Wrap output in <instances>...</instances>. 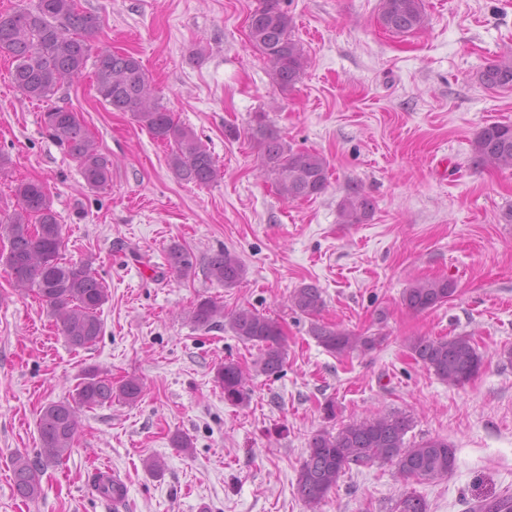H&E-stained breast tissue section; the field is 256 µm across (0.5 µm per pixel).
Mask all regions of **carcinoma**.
I'll list each match as a JSON object with an SVG mask.
<instances>
[{"label":"carcinoma","mask_w":512,"mask_h":512,"mask_svg":"<svg viewBox=\"0 0 512 512\" xmlns=\"http://www.w3.org/2000/svg\"><path fill=\"white\" fill-rule=\"evenodd\" d=\"M281 0H262L249 16V41L270 64L273 80L283 89L295 86L306 65L304 50L291 36L290 18ZM380 21L396 34L409 33L424 23L423 0H380ZM96 29V18L79 12L76 0H37L34 8L0 11V53L15 62L13 80L31 99L48 102L61 82L79 78L90 57L89 39ZM481 82L490 88L512 89V57H503L485 67ZM94 82L104 102L119 112H130L149 134L160 141H174L169 166L181 181L207 185L217 178L212 154L195 132L179 125L172 112L155 103L141 61L128 54L102 50L97 55ZM49 135L75 156L81 165L86 186L103 190L111 181L112 161L103 155L78 114L59 106L43 113ZM248 134L261 149L262 167L274 176L280 194L290 200L311 199L328 183L329 163L317 152L293 149L269 123L263 112L254 113ZM474 163L512 167V124L491 123L483 127L473 143ZM17 208L0 224L9 242L5 264L14 282L34 288L38 297L56 315L61 334L75 350L96 343L103 332L98 310L107 301L103 282L92 271V262L61 261V227L43 182L28 180L15 187ZM375 201L361 188L347 189L338 206L342 224H363L371 218ZM170 270L189 275L194 255L185 245L174 242L166 250ZM246 274L240 258L228 249L211 256L207 276L226 288L236 287ZM455 292L446 279L416 280L403 290V304L426 312L446 302ZM294 310L311 317L325 306L322 289L303 284L289 295ZM224 318V305L211 298L197 301L190 312L198 328L217 326ZM229 327L242 341L258 347L255 362L266 375L279 373L286 359V337L277 320L249 308L231 314ZM311 333L328 353L347 356L370 352L384 340L352 330L312 324ZM407 348L415 361L438 378L463 386L479 374L483 357L470 336H416ZM215 382L224 391V400L238 405L247 399L246 373L239 363L229 360L216 368ZM140 379L128 377L114 387L112 378L96 369L84 372L74 389L72 401L44 406L38 417L40 455L57 462L74 445L79 428V411L112 403L119 398L135 402L143 394ZM412 420L403 412L375 414L343 425L337 432L321 430L309 441L308 456L297 477L296 489L310 510L319 505L336 486L339 478L354 466L393 462L406 479L432 480L451 473L456 449L448 440L436 437L408 445L405 436ZM13 483L27 499L41 492V463L23 454L12 458ZM395 512H427L425 501L414 492L404 494ZM481 512H512V497L482 501Z\"/></svg>","instance_id":"obj_1"}]
</instances>
